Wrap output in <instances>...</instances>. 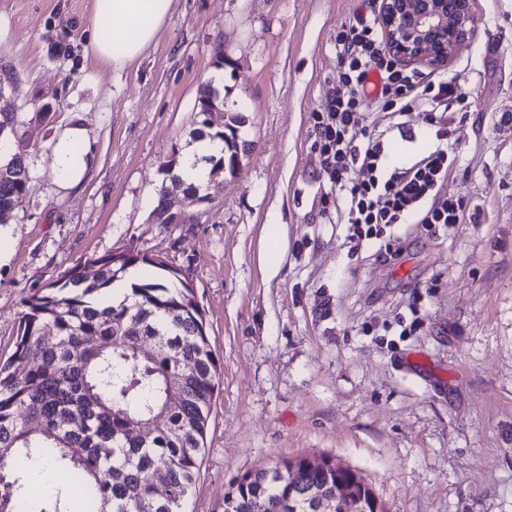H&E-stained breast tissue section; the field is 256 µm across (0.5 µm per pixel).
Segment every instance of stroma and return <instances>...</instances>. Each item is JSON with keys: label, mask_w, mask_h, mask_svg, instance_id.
<instances>
[{"label": "stroma", "mask_w": 512, "mask_h": 512, "mask_svg": "<svg viewBox=\"0 0 512 512\" xmlns=\"http://www.w3.org/2000/svg\"><path fill=\"white\" fill-rule=\"evenodd\" d=\"M95 9L0 0V75L32 177L0 240V359L34 290L92 254H159L188 269L221 364L187 512H224L237 476L305 454L355 469L388 512H512V0H476L478 37L447 66L400 64L482 94L447 183L465 223L405 224L356 250L321 210L312 114L336 92L341 24L378 0H173L120 69L90 53ZM219 71L248 151L212 202L172 197L190 223H154L161 164L194 145ZM66 124L95 148L69 192L47 147Z\"/></svg>", "instance_id": "stroma-1"}]
</instances>
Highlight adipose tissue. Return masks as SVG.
Returning a JSON list of instances; mask_svg holds the SVG:
<instances>
[{"instance_id": "1", "label": "adipose tissue", "mask_w": 512, "mask_h": 512, "mask_svg": "<svg viewBox=\"0 0 512 512\" xmlns=\"http://www.w3.org/2000/svg\"><path fill=\"white\" fill-rule=\"evenodd\" d=\"M173 0H97L91 54L122 67L138 59L166 22ZM52 177L64 190L78 188L90 169L94 151L83 127L66 125L49 142Z\"/></svg>"}]
</instances>
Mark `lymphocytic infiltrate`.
<instances>
[{
  "label": "lymphocytic infiltrate",
  "instance_id": "lymphocytic-infiltrate-1",
  "mask_svg": "<svg viewBox=\"0 0 512 512\" xmlns=\"http://www.w3.org/2000/svg\"><path fill=\"white\" fill-rule=\"evenodd\" d=\"M338 85L324 108L313 115L314 148L338 190L344 207L337 221L350 225L357 240L371 238L379 226L463 223V199L446 190L453 160L448 141L456 131L447 112L451 105L473 106L476 92L456 79L425 78L398 69L379 35L377 19L342 24L336 36ZM372 100L387 112L385 128L372 126L363 109ZM426 109L437 144L422 158L390 165L392 136L413 141L409 113Z\"/></svg>",
  "mask_w": 512,
  "mask_h": 512
}]
</instances>
